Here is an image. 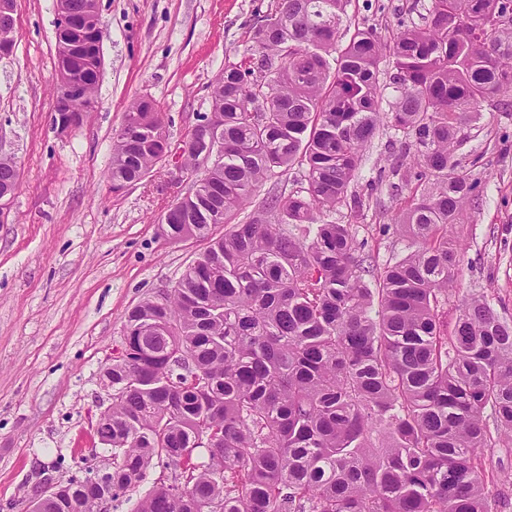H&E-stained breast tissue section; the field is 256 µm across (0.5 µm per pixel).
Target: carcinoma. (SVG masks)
<instances>
[{
	"label": "carcinoma",
	"mask_w": 512,
	"mask_h": 512,
	"mask_svg": "<svg viewBox=\"0 0 512 512\" xmlns=\"http://www.w3.org/2000/svg\"><path fill=\"white\" fill-rule=\"evenodd\" d=\"M347 2L283 0L264 16L201 115L224 154L202 170L209 147L192 133L181 144L201 177L159 223L209 250L128 310L104 368L112 498L160 468L136 512H494L501 501L484 450L512 443V321L481 295L450 329L444 307L462 272L448 227L480 187L459 134L486 102L512 111V0H431L424 25L389 41L357 28L341 46ZM56 37L57 93L56 79L100 59L93 35ZM95 92L71 100L73 126ZM131 121L113 141L114 185L146 175L169 144L153 99L133 100ZM383 123L413 139L416 161L379 227L410 238V252L380 266L332 217ZM292 168L302 175L287 193ZM266 183L248 220L213 236ZM19 187L17 161L0 156V190ZM96 478L59 481L39 512H97Z\"/></svg>",
	"instance_id": "1"
}]
</instances>
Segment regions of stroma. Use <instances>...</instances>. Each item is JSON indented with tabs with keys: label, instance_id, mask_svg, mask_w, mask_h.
<instances>
[{
	"label": "stroma",
	"instance_id": "obj_1",
	"mask_svg": "<svg viewBox=\"0 0 512 512\" xmlns=\"http://www.w3.org/2000/svg\"><path fill=\"white\" fill-rule=\"evenodd\" d=\"M55 0H16L15 51L0 59V153L15 157L21 187L0 223V512H26L44 478L109 467L96 420L110 403L102 370L124 316L144 297L171 287L208 247L205 239L170 241L160 215L190 188L157 165L142 181L112 192L113 138L130 103L147 96L166 132L185 140L210 109L208 85L245 48L244 35L278 0H100L104 69L93 108L68 135L51 126L56 61ZM430 0H351L347 27L371 25L390 39L401 21L420 22ZM468 131L464 164L481 182L448 233L463 249L462 276L448 314L487 295L512 319V113L484 104ZM414 152L401 133L380 127L352 185L379 178L340 224L368 240L378 263L404 256L408 238L383 236L396 199L393 169Z\"/></svg>",
	"mask_w": 512,
	"mask_h": 512
}]
</instances>
